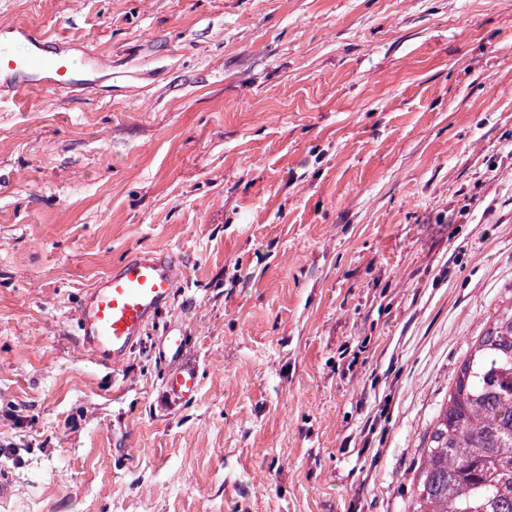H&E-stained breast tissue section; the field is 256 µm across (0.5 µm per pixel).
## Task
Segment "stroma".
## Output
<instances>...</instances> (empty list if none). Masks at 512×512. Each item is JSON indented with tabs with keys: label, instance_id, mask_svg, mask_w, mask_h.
I'll return each instance as SVG.
<instances>
[{
	"label": "stroma",
	"instance_id": "1",
	"mask_svg": "<svg viewBox=\"0 0 512 512\" xmlns=\"http://www.w3.org/2000/svg\"><path fill=\"white\" fill-rule=\"evenodd\" d=\"M2 23L107 67L0 99V512H405L512 287V0H0ZM159 247L189 291L101 369L79 297ZM186 336L179 323L169 326L157 343L158 357L168 366L163 388L170 402H179L195 396L200 387L199 372L194 365L183 362Z\"/></svg>",
	"mask_w": 512,
	"mask_h": 512
}]
</instances>
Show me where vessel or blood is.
I'll return each instance as SVG.
<instances>
[{
    "instance_id": "obj_1",
    "label": "vessel or blood",
    "mask_w": 512,
    "mask_h": 512,
    "mask_svg": "<svg viewBox=\"0 0 512 512\" xmlns=\"http://www.w3.org/2000/svg\"><path fill=\"white\" fill-rule=\"evenodd\" d=\"M30 49L14 52L10 42L0 38V85L13 97H23L44 88L86 84L90 68L102 67L95 53L76 59L67 51L65 40L48 50L44 36L27 32ZM188 280L183 266L164 249L132 254L112 272L100 278L82 296L75 312L76 338L96 364L116 370L130 358L147 326L170 306L176 292ZM186 337L181 324L169 326L157 343L158 357L168 367L164 393L179 402L195 396L200 387L199 372L183 360Z\"/></svg>"
}]
</instances>
